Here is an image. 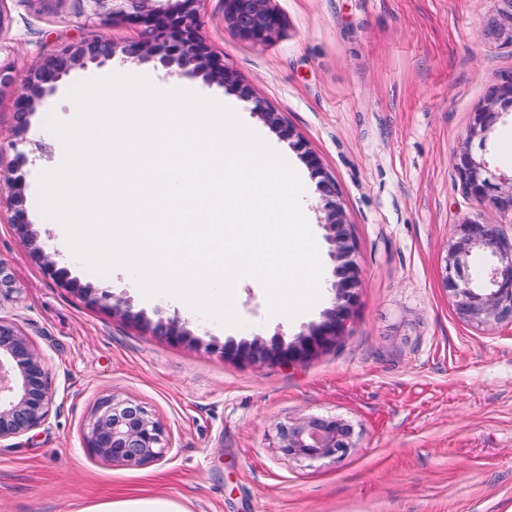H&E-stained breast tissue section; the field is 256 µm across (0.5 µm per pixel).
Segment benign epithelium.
Returning <instances> with one entry per match:
<instances>
[{
	"instance_id": "7a95c632",
	"label": "benign epithelium",
	"mask_w": 512,
	"mask_h": 512,
	"mask_svg": "<svg viewBox=\"0 0 512 512\" xmlns=\"http://www.w3.org/2000/svg\"><path fill=\"white\" fill-rule=\"evenodd\" d=\"M79 14L102 26L119 20L135 26L142 40L121 47L125 58L141 62L156 60L171 73L196 77L208 84L231 85L239 94L253 97L233 69L209 50L199 34L197 5L201 0H73ZM274 0H224V23L242 40L264 45L276 38L284 21L273 6ZM116 56L109 40L92 45H73L62 49L42 66L24 74L0 62V87L21 83L24 89L15 99L19 119L16 135L26 133V118L36 101L75 67L89 63L103 65ZM260 116L278 135L291 142L314 176L325 201L324 227L334 262L331 283L332 307L324 311L321 322L308 327L294 339L259 338L239 344L227 342L224 358L250 362L274 361L287 366L302 365L342 335L350 305L361 284V271L352 259L354 243L340 204L334 179L326 173L304 141L283 124L279 114L257 106ZM512 114V75L503 78L492 90L489 104L474 113L469 135L453 157V167L466 194L487 203L503 214H512V178L509 182L487 166V144L498 122ZM25 155L17 153L15 162L0 163V187L8 190L13 215L9 221L23 240L34 236L25 220L24 183L18 174ZM486 257L483 272L470 270L474 251ZM444 286L451 293L459 312L476 324L512 323V242L503 238L496 225L464 219L453 226L445 260ZM80 290L92 304H101L114 313L129 304L108 294L92 296V288L67 282ZM14 282L0 259V301L13 298ZM154 330L172 340L190 336L179 320H159ZM45 357L31 344L17 323L0 317V446L45 425L51 395L46 384ZM86 452L95 458L127 467H142L162 460L172 450L169 432L144 406L115 397L98 403L83 436ZM281 452L294 459L318 460L344 456L354 445V429L337 417L303 416L278 427Z\"/></svg>"
}]
</instances>
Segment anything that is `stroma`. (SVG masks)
Listing matches in <instances>:
<instances>
[{
    "instance_id": "1",
    "label": "stroma",
    "mask_w": 512,
    "mask_h": 512,
    "mask_svg": "<svg viewBox=\"0 0 512 512\" xmlns=\"http://www.w3.org/2000/svg\"><path fill=\"white\" fill-rule=\"evenodd\" d=\"M284 18L269 45L224 24V0H201L200 33L242 83L227 87L169 74L153 62L124 73L224 100L298 173L322 263L320 298L295 318L268 311L261 283L241 278L224 327L165 297L144 298L129 272L103 277L64 248L39 208V174L56 166L46 127L74 105L68 90L113 64L71 70L27 118L17 146L28 162L24 208L31 230L64 273L46 276L9 223L0 189V260L17 293L0 303L47 361L46 425L0 447V512H78L142 491L185 512H512V325L477 326L443 284L454 224L469 217L512 240V216L470 198L453 167L472 115L512 73V41L488 32L507 0H274ZM0 48L17 72L69 44H125L139 29L102 27L71 0H0ZM281 113L336 181L362 283L343 336L306 365L240 364L221 347L255 337L292 340L330 308L334 266L316 182L287 141L255 114ZM128 301L132 316L90 306L65 280ZM179 318L190 340L154 332ZM130 398L168 429L173 451L131 468L89 457L83 432L104 398ZM303 415L337 416L355 430L337 459L297 460L277 427Z\"/></svg>"
}]
</instances>
